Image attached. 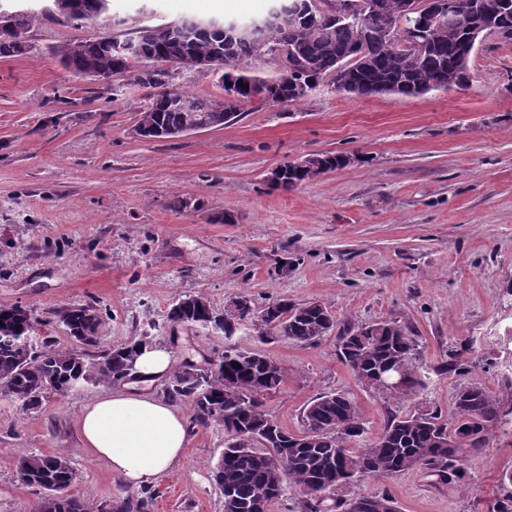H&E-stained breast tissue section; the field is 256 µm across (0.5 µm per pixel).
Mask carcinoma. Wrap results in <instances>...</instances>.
Returning <instances> with one entry per match:
<instances>
[{
    "mask_svg": "<svg viewBox=\"0 0 512 512\" xmlns=\"http://www.w3.org/2000/svg\"><path fill=\"white\" fill-rule=\"evenodd\" d=\"M496 2L494 19L512 34V0H460L461 19L443 21L418 35L419 46L399 53L389 39L401 18V0H370L364 26L336 19L326 8L316 16L305 12V0H289L290 9L280 12L248 35L214 29L187 19L172 25H144L134 35L118 39L104 36L65 46L61 60L77 74L108 76L129 70L141 61L162 59L170 68L144 69L136 81L150 88L169 89L167 98L151 102L140 111L136 128L146 138L174 137L197 123L210 126L219 119L228 122L242 115L256 99L273 105L299 102L326 77L346 76L360 97L377 95L384 89L398 94L418 95L422 90L448 89L468 81V70L459 54L470 40V24ZM59 10L23 11L16 25L28 30L41 18H63L77 26L92 27L107 12L108 0H59ZM29 47L13 39H0V57H19ZM286 62L274 79L257 78L251 89L240 92L234 108L226 100L199 99L174 86L177 71L199 69L210 61L222 72L224 94L237 91L241 69L258 58ZM349 71L341 73L343 65ZM307 169L288 163L270 184L290 189L306 180V172L321 174L350 164L342 154L320 153L305 159ZM210 302L201 294L173 304L168 320L175 324L203 327ZM69 338L83 347L77 352L63 347L52 337L28 346L24 340L35 331L36 319L21 308L0 309V393L20 402L25 410L41 406L50 392L65 393L77 382H120L134 370L130 357L153 344L150 336H138L113 348H101L104 318L90 304L57 311ZM240 319L258 321L262 337H286L301 344L319 342L336 326L335 316L318 303L296 305L286 300L268 304L255 315L243 306ZM338 351L354 375L383 398L401 399L425 386L419 372L418 341L398 320L361 324L338 337ZM392 364H402L407 375L403 387L390 391L382 378ZM436 372L466 375L469 362L451 353ZM282 367L270 370L267 357L241 345H226L210 363L203 383L187 376L186 366L177 368L169 382V397L188 403L193 422L224 425V453L217 464L215 480L224 493L225 512H253L269 508L288 486L299 495L301 512L342 510L356 502L369 504L367 512H400L387 493L343 498L355 479L392 477L408 469H420L446 484L460 477L468 460L483 454L490 431L508 422L512 409L478 382L460 387L455 396L453 424L441 420L438 411L392 416L376 442L368 448H351L348 443L361 433L358 413L351 400L340 393H325L304 409L305 436L285 431L265 407V400L281 389ZM477 428V438L466 446L452 444L453 436L465 427ZM251 438L247 448L241 436ZM19 481L42 490L37 512H105L104 504L71 497L66 490L76 478L70 459L63 453L34 454L17 465ZM148 496L127 497L111 504L112 512H146Z\"/></svg>",
    "mask_w": 512,
    "mask_h": 512,
    "instance_id": "1",
    "label": "carcinoma"
}]
</instances>
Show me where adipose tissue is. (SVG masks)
Here are the masks:
<instances>
[{"mask_svg":"<svg viewBox=\"0 0 512 512\" xmlns=\"http://www.w3.org/2000/svg\"><path fill=\"white\" fill-rule=\"evenodd\" d=\"M173 369L170 351L143 348L133 376L139 388L121 389L86 403L78 427L83 448L107 463L128 486L139 487L169 470L183 455L190 425L185 415L147 386Z\"/></svg>","mask_w":512,"mask_h":512,"instance_id":"obj_1","label":"adipose tissue"}]
</instances>
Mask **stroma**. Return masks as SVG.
<instances>
[{"label":"stroma","instance_id":"obj_1","mask_svg":"<svg viewBox=\"0 0 512 512\" xmlns=\"http://www.w3.org/2000/svg\"><path fill=\"white\" fill-rule=\"evenodd\" d=\"M270 4L110 0L112 25L42 19L27 33V55L0 58V307L31 310L35 340L66 346L57 311L90 303L107 312L103 346L147 333L176 364L204 366L223 351L224 335L170 323L179 298L203 295L219 313L241 294L259 310L278 299L321 303L337 325L318 343L268 339L252 325L235 341L283 368L281 389L266 401L281 427L302 433L304 407L341 393L364 427L357 448L395 414L435 409L453 422L456 391L470 382L511 401L512 39L484 36L463 88L355 98L327 79L298 103L257 100L224 126L164 139L133 133L152 95L135 70L81 76L60 60L67 44L105 33L260 18ZM325 152L351 162L287 191L271 186L277 167ZM389 319L417 339L425 378L399 400L363 386L336 350L347 328ZM463 344L470 373H435ZM110 389L51 393L34 411L0 394V512H34L41 492L21 484L16 465L35 453L70 458L68 495L98 503L136 495L79 439L82 406ZM224 439L219 424L193 425L181 459L149 484L147 512H224L213 472ZM505 469L510 424L491 433L455 483L409 469L354 482L346 494L385 491L400 512H492Z\"/></svg>","mask_w":512,"mask_h":512}]
</instances>
